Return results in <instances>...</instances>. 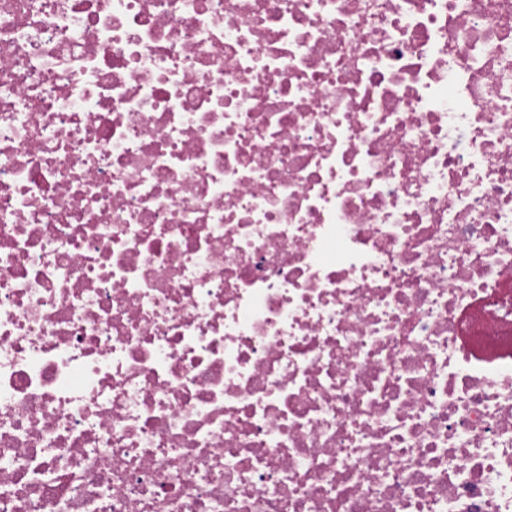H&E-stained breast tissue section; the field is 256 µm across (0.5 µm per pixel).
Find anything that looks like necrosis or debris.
<instances>
[{"mask_svg":"<svg viewBox=\"0 0 512 512\" xmlns=\"http://www.w3.org/2000/svg\"><path fill=\"white\" fill-rule=\"evenodd\" d=\"M512 0H0V512H512Z\"/></svg>","mask_w":512,"mask_h":512,"instance_id":"necrosis-or-debris-1","label":"necrosis or debris"}]
</instances>
